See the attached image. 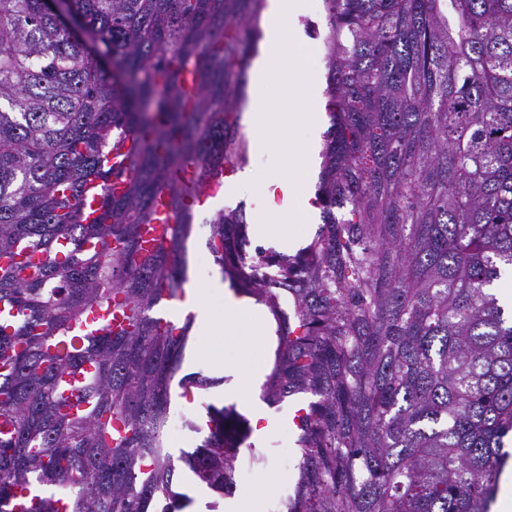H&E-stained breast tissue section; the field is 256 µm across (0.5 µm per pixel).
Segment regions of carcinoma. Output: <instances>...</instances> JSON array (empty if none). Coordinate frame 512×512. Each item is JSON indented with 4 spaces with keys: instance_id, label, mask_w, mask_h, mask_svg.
I'll use <instances>...</instances> for the list:
<instances>
[{
    "instance_id": "carcinoma-1",
    "label": "carcinoma",
    "mask_w": 512,
    "mask_h": 512,
    "mask_svg": "<svg viewBox=\"0 0 512 512\" xmlns=\"http://www.w3.org/2000/svg\"><path fill=\"white\" fill-rule=\"evenodd\" d=\"M265 2L0 0V512H186L182 469L232 493L248 419L209 404L203 442L168 451L193 321L155 312L188 283L177 174L201 194L248 163ZM323 9L322 224L288 254L251 247L241 207L207 221L222 277L275 323L263 400L310 398L280 512H492L512 456V0ZM162 193L176 221L147 251Z\"/></svg>"
}]
</instances>
